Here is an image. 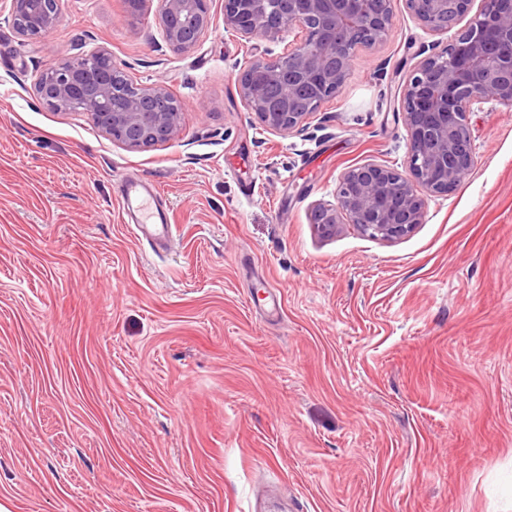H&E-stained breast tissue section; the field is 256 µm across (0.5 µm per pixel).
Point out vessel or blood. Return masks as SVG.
Segmentation results:
<instances>
[{
  "label": "vessel or blood",
  "instance_id": "b4317fda",
  "mask_svg": "<svg viewBox=\"0 0 512 512\" xmlns=\"http://www.w3.org/2000/svg\"><path fill=\"white\" fill-rule=\"evenodd\" d=\"M159 195L158 188L143 179L127 178L122 182L120 198L125 212L132 216V233L140 239L167 244L174 238V227L157 205Z\"/></svg>",
  "mask_w": 512,
  "mask_h": 512
}]
</instances>
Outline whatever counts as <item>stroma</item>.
Masks as SVG:
<instances>
[{
  "label": "stroma",
  "mask_w": 512,
  "mask_h": 512,
  "mask_svg": "<svg viewBox=\"0 0 512 512\" xmlns=\"http://www.w3.org/2000/svg\"><path fill=\"white\" fill-rule=\"evenodd\" d=\"M159 0H62L29 40L0 21V512H512V106L469 115L473 163L389 242L312 209L342 174L400 167L404 85L437 35L394 0L302 132L262 127L224 0L190 51ZM108 49L183 108L131 150L36 95ZM157 184L177 242L126 230L117 179ZM280 313H271L268 295Z\"/></svg>",
  "instance_id": "obj_1"
}]
</instances>
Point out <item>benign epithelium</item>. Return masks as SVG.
<instances>
[{"label":"benign epithelium","mask_w":512,"mask_h":512,"mask_svg":"<svg viewBox=\"0 0 512 512\" xmlns=\"http://www.w3.org/2000/svg\"><path fill=\"white\" fill-rule=\"evenodd\" d=\"M8 2L13 29L27 39L51 32L61 15L62 0ZM472 2L406 0V5L427 29L441 33L448 9L464 16ZM270 15L279 25L266 24ZM395 21L393 0H224L225 29L246 41L277 39L286 29L298 32L282 54L256 57L236 75L239 95L266 130L298 133L336 96L352 54L381 44ZM159 24L169 44L189 51L212 24L211 0H161ZM490 41L510 50L490 60L484 54ZM272 85L282 87V95L269 97ZM303 85L311 98L306 111L295 112L294 91ZM35 91L59 111L90 114L102 133L130 149L169 142L182 129V106L166 83L138 82L104 48L45 68ZM488 96L512 105V0H482L462 36L414 70L402 96L407 131L403 168L369 161L345 171L337 204L312 209L311 223L320 235H334L340 224L387 241L409 235L423 222L427 196L448 194L464 177L456 157L460 148L471 146L468 114ZM147 100L159 107L145 108Z\"/></svg>","instance_id":"1"}]
</instances>
